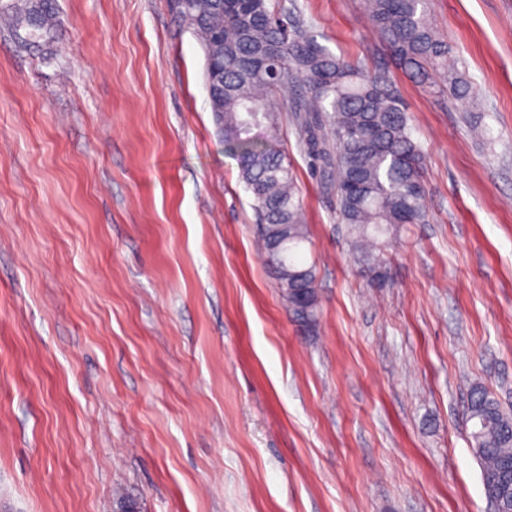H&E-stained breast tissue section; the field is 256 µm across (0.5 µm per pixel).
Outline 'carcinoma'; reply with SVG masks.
I'll use <instances>...</instances> for the list:
<instances>
[{"mask_svg": "<svg viewBox=\"0 0 512 512\" xmlns=\"http://www.w3.org/2000/svg\"><path fill=\"white\" fill-rule=\"evenodd\" d=\"M187 2L178 15L201 40L211 109L253 196L265 264L289 314L308 328L316 322L318 296L314 267L297 256L307 240L302 203L286 155L263 144L279 130L280 92L291 90L309 155L333 177L339 219L355 235L358 259L373 281L387 277L379 236L425 221L422 150L385 76L363 73L307 30L284 25L271 0ZM424 2L367 0L368 19L407 74L425 84L439 70L450 90L466 95L469 86L448 67L447 43L432 27ZM7 16L26 46L57 39L53 0H12ZM469 420L484 490L496 502L491 478L512 458V413L476 388Z\"/></svg>", "mask_w": 512, "mask_h": 512, "instance_id": "cac0c4a2", "label": "carcinoma"}]
</instances>
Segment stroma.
Returning a JSON list of instances; mask_svg holds the SVG:
<instances>
[{"mask_svg": "<svg viewBox=\"0 0 512 512\" xmlns=\"http://www.w3.org/2000/svg\"><path fill=\"white\" fill-rule=\"evenodd\" d=\"M384 73L428 220L369 282L291 110L317 319L290 317L172 0L0 22V512H493L468 397L512 409V0H427L471 92L389 61L365 0H273ZM53 3V0H12L6 9L7 16L21 43L41 47L57 39L59 24Z\"/></svg>", "mask_w": 512, "mask_h": 512, "instance_id": "35a3bbf8", "label": "stroma"}]
</instances>
